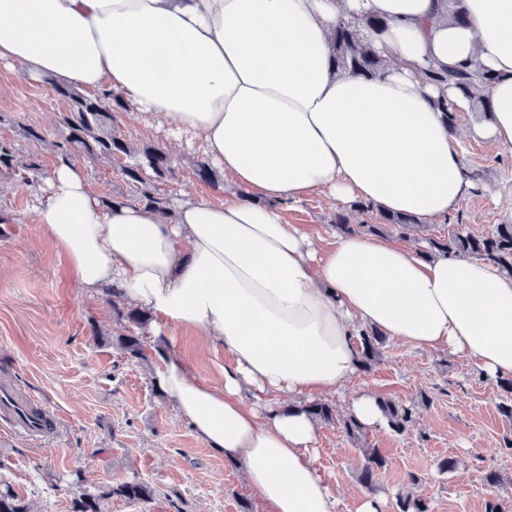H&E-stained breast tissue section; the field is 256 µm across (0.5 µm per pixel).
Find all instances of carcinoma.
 <instances>
[{"label": "carcinoma", "instance_id": "cac0c4a2", "mask_svg": "<svg viewBox=\"0 0 512 512\" xmlns=\"http://www.w3.org/2000/svg\"><path fill=\"white\" fill-rule=\"evenodd\" d=\"M445 3L449 21L456 25L467 24L469 17L464 0H445ZM387 25L386 19L377 17L340 21L336 25L331 43V61L336 71L367 78L383 73L387 60L374 47L371 33L380 32ZM422 77L439 89V95L433 99V106L442 113L449 130L456 128L458 113L444 94L447 88L464 94L471 100L474 112L485 120L490 119L494 107L492 101L481 94V89L497 80L491 70L470 60H463L450 66H430L422 72ZM56 91L69 104V110L60 114V125L67 130V135L59 146L58 163H71L73 147L81 149L90 157L109 162L131 155L130 146L123 139L112 135V130L108 128L112 121V112L127 108L121 98L110 92L100 96H87L67 84L57 85ZM143 159L142 164L121 166V174L131 189L132 199L165 215L172 214L170 201L157 193V183L172 174L173 158L162 149L150 146L143 149ZM18 165L28 171L37 170L35 161H20L13 147L0 144V170H13ZM146 167L151 170L148 175L144 174ZM379 219L378 224L353 225L346 223L344 216L339 215L336 217L335 227L341 235L362 233L379 236L393 230L405 237L411 234L418 236L425 231V225L412 215L382 212ZM437 253L488 261L512 274V224H497L491 233L478 237L453 231L444 237L426 238V248L422 250V256L429 258ZM112 313L118 321L138 329L145 327L151 320L150 313L125 301L124 293L116 283L112 284ZM386 340V334L376 328L360 330L357 345L359 370L369 371L382 361ZM119 343L130 357L146 360L143 337L123 334L119 336ZM498 386L504 392L498 409L506 419L512 420V378L498 380ZM378 405L385 423L392 431L402 433L415 424L412 406L383 396L379 397ZM302 409L314 420L341 427L350 438L361 444L364 462L359 480L366 488H372L375 473L386 466L387 460L378 449L369 446L367 427L349 413H336V407L325 402L305 404ZM82 483L83 479L79 474L70 482L75 488L72 512H102V501L113 496L142 504L152 499L150 486L136 477L122 480L98 493L83 488ZM398 508L399 512H430L426 500L409 494L399 498ZM0 512L31 510L29 503L12 486L0 483Z\"/></svg>", "mask_w": 512, "mask_h": 512}]
</instances>
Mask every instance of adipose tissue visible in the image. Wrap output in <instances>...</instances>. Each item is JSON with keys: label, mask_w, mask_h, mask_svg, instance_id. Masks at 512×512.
<instances>
[{"label": "adipose tissue", "mask_w": 512, "mask_h": 512, "mask_svg": "<svg viewBox=\"0 0 512 512\" xmlns=\"http://www.w3.org/2000/svg\"><path fill=\"white\" fill-rule=\"evenodd\" d=\"M0 0V63L37 80L108 88L173 141L200 140L224 200L186 197L167 218L103 207L74 163L55 166L36 222L89 294L202 332L224 380L192 377L177 347L156 376L195 435L237 464L267 512H335L299 406L347 386L357 326L448 349L512 377V273L362 234L311 235L284 207L315 192L386 213L443 218L472 189L459 144L512 147V0ZM377 16L390 60L374 78L336 72L342 19ZM471 60L495 72L485 125L449 132L420 79Z\"/></svg>", "instance_id": "ef3b65f1"}]
</instances>
